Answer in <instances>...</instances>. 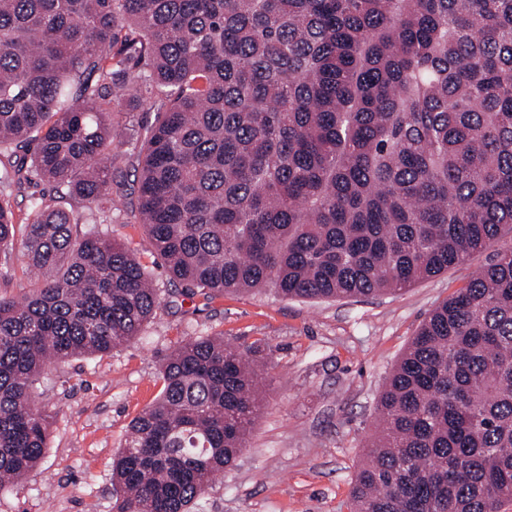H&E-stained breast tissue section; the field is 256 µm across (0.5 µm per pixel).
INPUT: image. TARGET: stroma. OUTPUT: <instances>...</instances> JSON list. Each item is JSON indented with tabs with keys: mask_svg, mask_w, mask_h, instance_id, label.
Returning <instances> with one entry per match:
<instances>
[{
	"mask_svg": "<svg viewBox=\"0 0 512 512\" xmlns=\"http://www.w3.org/2000/svg\"><path fill=\"white\" fill-rule=\"evenodd\" d=\"M108 230L151 267L161 305L140 336L105 357L49 364L36 400L51 410L48 448L0 512H112V459L157 397L163 357L192 337L265 347L266 393L245 446L202 512H351L383 385L428 314L488 262L477 253L394 294L285 298L266 287L190 294L156 266L142 225Z\"/></svg>",
	"mask_w": 512,
	"mask_h": 512,
	"instance_id": "35a3bbf8",
	"label": "stroma"
}]
</instances>
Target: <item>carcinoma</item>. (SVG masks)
Wrapping results in <instances>:
<instances>
[{"mask_svg": "<svg viewBox=\"0 0 512 512\" xmlns=\"http://www.w3.org/2000/svg\"><path fill=\"white\" fill-rule=\"evenodd\" d=\"M138 166L117 179L112 114ZM137 112L154 113L145 134ZM39 178L21 220L11 197ZM0 487L32 470L45 367L106 356L160 305L98 228L117 201L171 280L224 294L397 292L491 251L378 401L353 512L512 501V0H0ZM264 349L198 336L112 464V512H199L262 406ZM2 266L0 268L5 271L3 267H8L10 275L8 279L3 280L0 276V295L13 298L15 300H21L25 292L27 291V285L29 282V275L21 265L12 260L6 261L1 259Z\"/></svg>", "mask_w": 512, "mask_h": 512, "instance_id": "obj_1", "label": "carcinoma"}]
</instances>
